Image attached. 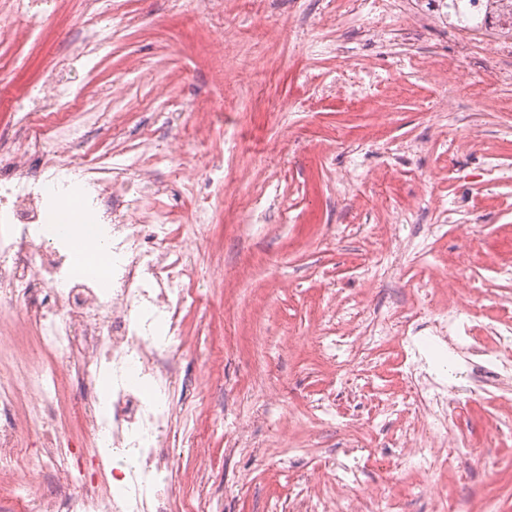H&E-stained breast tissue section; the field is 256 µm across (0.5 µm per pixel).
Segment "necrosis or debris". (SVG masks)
<instances>
[{"label": "necrosis or debris", "instance_id": "1", "mask_svg": "<svg viewBox=\"0 0 512 512\" xmlns=\"http://www.w3.org/2000/svg\"><path fill=\"white\" fill-rule=\"evenodd\" d=\"M416 13L425 4L432 23L447 29L455 51L450 72L456 88L471 86L474 55L512 62V0H394ZM80 129L47 132L31 119L23 151L0 150V317L17 321L21 338L0 337V474L13 476L0 485V496L19 499L45 473L55 477L48 494L25 502L27 512H171L173 484L163 445L171 434L194 442L183 405L174 403L178 388L190 387L177 339L184 314L195 308L192 275L179 261L160 262L173 236L197 242L198 224L172 225L170 214L152 212L151 223L133 219L113 224L126 193L109 176L87 184L73 182L62 160L82 150ZM41 158L38 171L26 168ZM112 227V288L103 292L94 279L69 274L68 248L48 231L52 224H74L82 215ZM169 330L154 334L155 322ZM470 372L475 389L484 391L512 381V336L493 341L475 337ZM154 390L145 396L126 384L131 361ZM111 371L114 387L107 413H100L95 385ZM76 405L81 424L93 440L91 455L57 432L68 405ZM42 448L31 453L28 441ZM129 455L121 470H108L107 448ZM121 484L118 495L106 491Z\"/></svg>", "mask_w": 512, "mask_h": 512}]
</instances>
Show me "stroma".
<instances>
[{"label": "stroma", "mask_w": 512, "mask_h": 512, "mask_svg": "<svg viewBox=\"0 0 512 512\" xmlns=\"http://www.w3.org/2000/svg\"><path fill=\"white\" fill-rule=\"evenodd\" d=\"M414 24L376 0L357 17L336 0H38L0 36L1 141L24 138V89L65 73V121L110 140L124 215L207 212L203 253L172 242L199 294L182 330L203 382L177 398L202 408V445H171L189 506L288 512L316 477L339 512L383 492L405 512H512V439L494 436L512 402L473 394L435 329L395 324L455 306L462 345L512 324V84L488 62L453 91L441 28L371 36ZM381 325L384 354L346 362L338 337ZM410 378L466 403L482 453L463 469L406 460L449 438L404 403ZM349 468L360 485L341 486Z\"/></svg>", "instance_id": "35a3bbf8"}]
</instances>
